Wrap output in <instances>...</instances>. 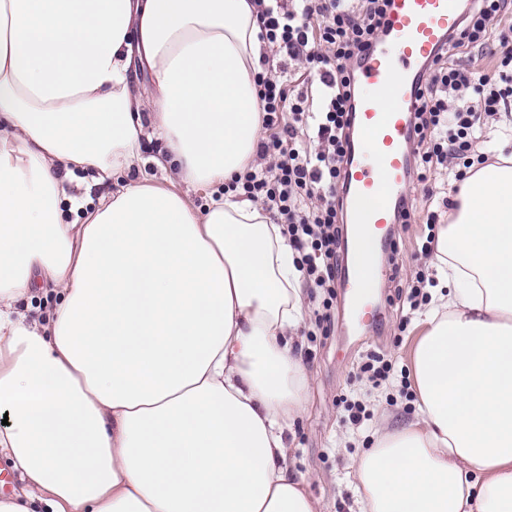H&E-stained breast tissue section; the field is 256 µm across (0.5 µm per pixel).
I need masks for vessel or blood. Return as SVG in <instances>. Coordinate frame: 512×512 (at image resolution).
Segmentation results:
<instances>
[{"instance_id": "vessel-or-blood-1", "label": "vessel or blood", "mask_w": 512, "mask_h": 512, "mask_svg": "<svg viewBox=\"0 0 512 512\" xmlns=\"http://www.w3.org/2000/svg\"><path fill=\"white\" fill-rule=\"evenodd\" d=\"M464 10L463 0H392L386 31L357 71L360 93L352 111L357 140L343 186L357 221L355 243H387L395 234L408 183L410 113L421 68L460 26ZM341 285L355 298L353 322L377 323L379 304L365 293L359 265L345 269Z\"/></svg>"}]
</instances>
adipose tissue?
Segmentation results:
<instances>
[{
	"mask_svg": "<svg viewBox=\"0 0 512 512\" xmlns=\"http://www.w3.org/2000/svg\"><path fill=\"white\" fill-rule=\"evenodd\" d=\"M259 32L253 0H0V455L22 482L0 512H318L287 456L299 255L258 203L156 183L209 189L254 160ZM499 146L439 227L418 413L356 461L360 512H512ZM38 289L56 301L32 322L16 303Z\"/></svg>",
	"mask_w": 512,
	"mask_h": 512,
	"instance_id": "adipose-tissue-1",
	"label": "adipose tissue"
}]
</instances>
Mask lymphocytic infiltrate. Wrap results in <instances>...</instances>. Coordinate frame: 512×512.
<instances>
[{
  "label": "lymphocytic infiltrate",
  "instance_id": "f902f5d3",
  "mask_svg": "<svg viewBox=\"0 0 512 512\" xmlns=\"http://www.w3.org/2000/svg\"><path fill=\"white\" fill-rule=\"evenodd\" d=\"M266 47L256 84L257 154L225 191L260 203L299 254L309 287L334 295L342 250V179L352 148L354 74L387 25L390 0H255ZM469 55L468 64L455 56ZM302 70H288L287 61ZM512 112V0H468L460 29L426 67L411 113L409 180L433 187L438 169L462 181L486 163L493 119Z\"/></svg>",
  "mask_w": 512,
  "mask_h": 512
}]
</instances>
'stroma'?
Returning <instances> with one entry per match:
<instances>
[{
    "instance_id": "1",
    "label": "stroma",
    "mask_w": 512,
    "mask_h": 512,
    "mask_svg": "<svg viewBox=\"0 0 512 512\" xmlns=\"http://www.w3.org/2000/svg\"><path fill=\"white\" fill-rule=\"evenodd\" d=\"M427 230L410 224L400 230L397 253L378 249L374 261L381 275L376 292L382 305V322L376 327L353 329L347 318L350 295L337 289L329 305L309 302L298 331L297 352L310 382L308 405L287 434L290 464L301 473L319 512H355L357 508L354 464L385 426L413 419L415 394H402L411 379V353L419 338L422 309L411 308L387 271L397 259L402 279L418 271H430V252L424 251ZM328 309L331 319L319 322L318 313ZM384 356L392 367L386 383L374 386L359 373L366 354ZM361 402L370 415L362 426L345 421L343 399Z\"/></svg>"
}]
</instances>
